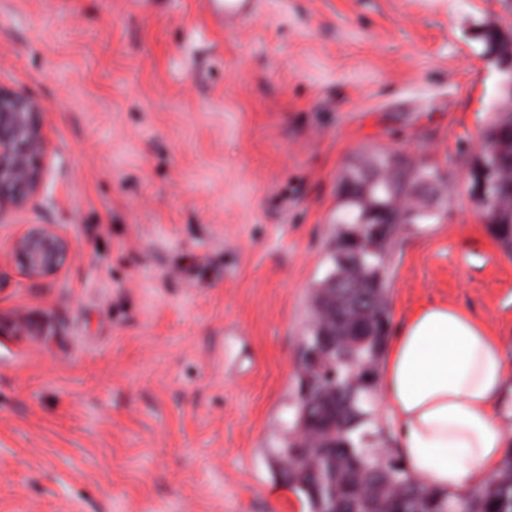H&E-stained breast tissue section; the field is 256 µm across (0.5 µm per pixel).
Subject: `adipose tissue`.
Returning a JSON list of instances; mask_svg holds the SVG:
<instances>
[{
    "label": "adipose tissue",
    "instance_id": "adipose-tissue-1",
    "mask_svg": "<svg viewBox=\"0 0 512 512\" xmlns=\"http://www.w3.org/2000/svg\"><path fill=\"white\" fill-rule=\"evenodd\" d=\"M511 381L512 360L467 310L431 303L405 319L380 389L408 474L454 495L485 483L512 446L500 410Z\"/></svg>",
    "mask_w": 512,
    "mask_h": 512
}]
</instances>
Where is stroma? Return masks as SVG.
Segmentation results:
<instances>
[{
    "label": "stroma",
    "mask_w": 512,
    "mask_h": 512,
    "mask_svg": "<svg viewBox=\"0 0 512 512\" xmlns=\"http://www.w3.org/2000/svg\"><path fill=\"white\" fill-rule=\"evenodd\" d=\"M504 0H0V85L47 112L46 176L0 216L61 224V274L0 263V512H308L279 457L343 176H443L402 228L391 326L430 302L512 359V256L468 172L498 101ZM211 7V14L216 23L224 28V24L234 20L241 14L256 12L259 0H206ZM490 31L482 30L481 40L484 46V53L489 56L497 50H507L508 48L512 49V30L503 29L496 24L493 26Z\"/></svg>",
    "instance_id": "35a3bbf8"
}]
</instances>
